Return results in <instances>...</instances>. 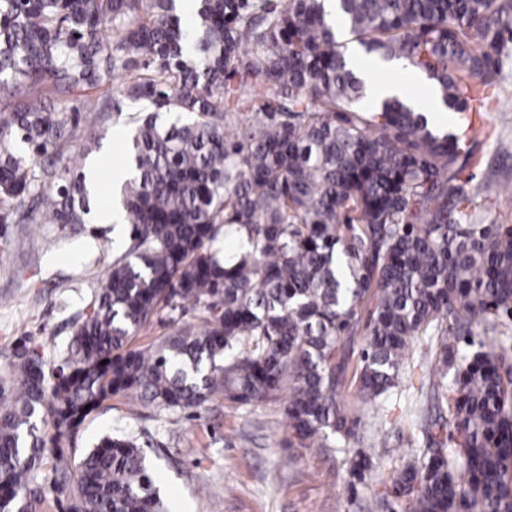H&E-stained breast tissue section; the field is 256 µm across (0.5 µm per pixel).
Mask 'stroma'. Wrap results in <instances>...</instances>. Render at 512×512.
<instances>
[{"mask_svg":"<svg viewBox=\"0 0 512 512\" xmlns=\"http://www.w3.org/2000/svg\"><path fill=\"white\" fill-rule=\"evenodd\" d=\"M497 87L480 110L483 161L467 168L470 185L494 181L500 195L478 199L479 224H512V42L500 53ZM124 121L93 152L98 194L93 207L110 204L113 174L129 166ZM110 226L87 225L83 233L53 224H13L12 245L0 251V357L17 338L38 340L47 365L60 363L76 321L93 300L117 251ZM135 430L153 461L173 512H368L395 469L412 459L414 432L392 428L379 458L377 480L349 491L347 457L325 448H287L284 402L246 408L215 398L196 411L157 412L113 399L85 424L78 445L87 448L115 430Z\"/></svg>","mask_w":512,"mask_h":512,"instance_id":"35a3bbf8","label":"stroma"}]
</instances>
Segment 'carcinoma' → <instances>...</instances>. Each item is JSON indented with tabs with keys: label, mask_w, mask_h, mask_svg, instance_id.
<instances>
[{
	"label": "carcinoma",
	"mask_w": 512,
	"mask_h": 512,
	"mask_svg": "<svg viewBox=\"0 0 512 512\" xmlns=\"http://www.w3.org/2000/svg\"><path fill=\"white\" fill-rule=\"evenodd\" d=\"M335 2L194 0L184 25L175 0H0V101H17L0 112L3 250L11 224L84 228L81 160L122 109L101 98L91 117L69 95L145 69L116 90L135 107L124 251L60 364L30 339L0 364V512L49 493L61 512H171L138 436L76 444L117 397L184 411L285 395L289 445L349 452L347 483L376 480L367 449L426 339L435 360L399 416L425 442L376 509L512 512V224L473 223L499 185L459 178L512 0ZM333 15L366 55L420 70L448 129L368 103ZM47 81L60 112L25 93ZM166 311L199 323L133 345Z\"/></svg>",
	"instance_id": "carcinoma-1"
}]
</instances>
